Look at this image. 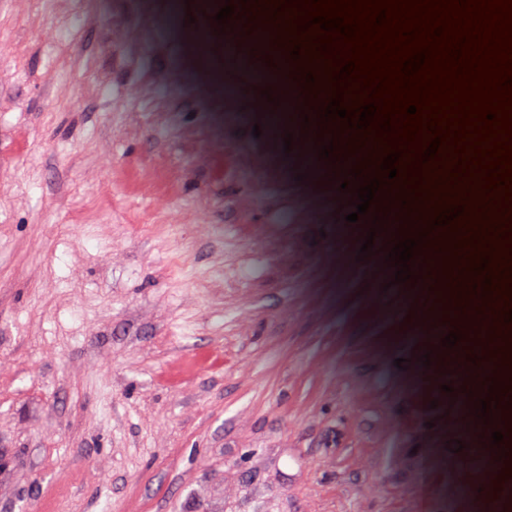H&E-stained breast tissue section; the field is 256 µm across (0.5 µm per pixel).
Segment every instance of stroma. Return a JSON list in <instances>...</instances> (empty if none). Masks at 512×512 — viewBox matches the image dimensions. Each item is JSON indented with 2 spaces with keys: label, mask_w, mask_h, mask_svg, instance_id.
<instances>
[{
  "label": "stroma",
  "mask_w": 512,
  "mask_h": 512,
  "mask_svg": "<svg viewBox=\"0 0 512 512\" xmlns=\"http://www.w3.org/2000/svg\"><path fill=\"white\" fill-rule=\"evenodd\" d=\"M173 2L0 0V512H512V437L491 444L512 409L488 425L474 409L486 376L512 378L494 118L512 13L261 0L251 34L219 36L210 0L171 25ZM229 36L274 94L312 71L315 107L336 88L317 44L353 64L344 107L391 124L361 155L399 152L424 219L464 208L430 233L423 282L395 283L387 232L356 261L368 224L346 221L300 120L273 121L225 66ZM487 275L488 299L472 291Z\"/></svg>",
  "instance_id": "obj_1"
}]
</instances>
